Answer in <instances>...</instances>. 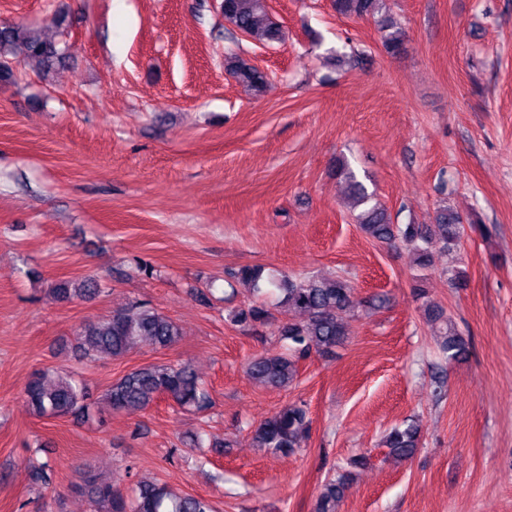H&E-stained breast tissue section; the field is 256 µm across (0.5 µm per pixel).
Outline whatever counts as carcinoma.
I'll return each instance as SVG.
<instances>
[{"instance_id": "carcinoma-1", "label": "carcinoma", "mask_w": 512, "mask_h": 512, "mask_svg": "<svg viewBox=\"0 0 512 512\" xmlns=\"http://www.w3.org/2000/svg\"><path fill=\"white\" fill-rule=\"evenodd\" d=\"M337 13L360 19L372 18L381 33L384 51L395 56L404 46L405 33L400 20L386 0H333ZM224 22L244 34L253 43L265 46L283 39V31L269 13L266 0H224ZM55 33L14 23L0 26V86L15 82L14 60L22 57L47 72L64 59L59 36L67 28V15L53 18ZM224 68L246 90L261 94L268 84L267 73L239 57L225 59ZM336 175L346 183L354 223L365 237L389 247L405 246L413 263L421 269L431 266V247L440 242L453 257L460 248L463 224L487 237L490 229L464 220L448 206H441L433 224H398L386 206L376 201L374 193L359 181L345 164ZM230 286L241 285L260 294L264 286L274 288L287 318L277 326L278 339L286 344L280 352H263L245 364L249 380L260 387L286 388L298 376V363L311 353L327 356L334 353L349 336V321L360 307L354 287L344 277L318 274L275 275L263 266H245L228 272ZM57 299L68 301L89 297L98 291L93 278L80 282L62 281L53 288ZM429 321L436 329V343L443 357L458 360L468 351L467 341L459 336L452 320L436 305L427 306ZM269 311L257 302L232 311L231 322L254 326L265 324ZM183 336V328L170 317L147 303L135 301L112 314L86 322L77 336V345L85 359L120 358L139 346L166 349ZM33 411L41 417L89 413L87 392L81 380L51 369L36 373L24 389ZM167 397L183 409L203 412L210 408V395L196 371L188 363L153 364L134 370L114 381L105 394L104 403L114 412L142 411L156 399ZM310 430L306 404L291 402L264 418L251 430L252 447L267 454H291ZM421 430L411 421L392 428L385 436V446L398 459H406L419 448ZM350 477L342 474L326 481L315 500L313 512H339L349 488ZM78 489L88 498L93 512H215L212 503L200 496L172 490L157 480H144L127 497L112 483L94 476H82Z\"/></svg>"}]
</instances>
